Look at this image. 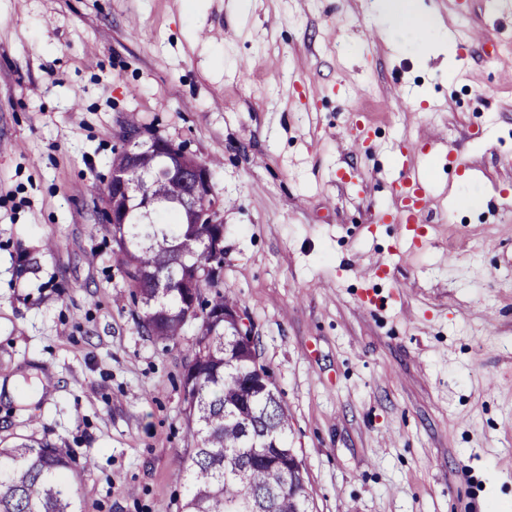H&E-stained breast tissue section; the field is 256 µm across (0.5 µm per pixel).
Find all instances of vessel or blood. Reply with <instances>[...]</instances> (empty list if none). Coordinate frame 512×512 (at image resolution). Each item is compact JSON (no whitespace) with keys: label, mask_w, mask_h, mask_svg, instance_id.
<instances>
[{"label":"vessel or blood","mask_w":512,"mask_h":512,"mask_svg":"<svg viewBox=\"0 0 512 512\" xmlns=\"http://www.w3.org/2000/svg\"><path fill=\"white\" fill-rule=\"evenodd\" d=\"M399 176L392 183V197L397 205L396 214H384L382 222H390L393 216H401L403 224L414 228L420 226L433 192V183L427 177L419 153L411 146L399 149Z\"/></svg>","instance_id":"1"}]
</instances>
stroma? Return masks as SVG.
<instances>
[{
  "mask_svg": "<svg viewBox=\"0 0 512 512\" xmlns=\"http://www.w3.org/2000/svg\"><path fill=\"white\" fill-rule=\"evenodd\" d=\"M424 2L469 57L373 0H0V443L92 457L80 512H176L192 444L196 328L147 336L113 253L130 122L212 171L313 512H512V0ZM405 139L438 196L400 255Z\"/></svg>",
  "mask_w": 512,
  "mask_h": 512,
  "instance_id": "obj_1",
  "label": "stroma"
}]
</instances>
